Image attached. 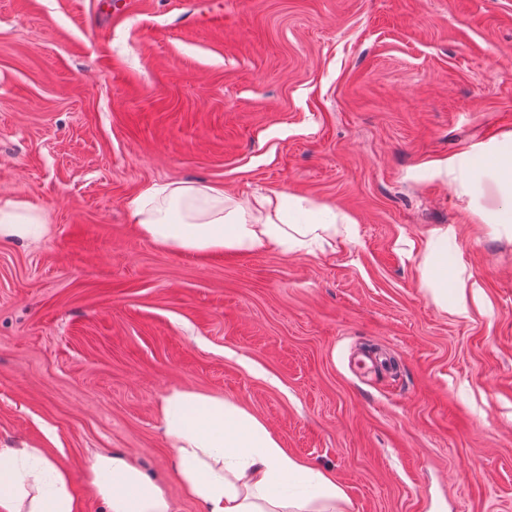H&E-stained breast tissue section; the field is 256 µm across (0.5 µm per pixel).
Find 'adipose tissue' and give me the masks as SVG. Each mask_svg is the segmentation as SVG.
Listing matches in <instances>:
<instances>
[{
	"label": "adipose tissue",
	"instance_id": "ef3b65f1",
	"mask_svg": "<svg viewBox=\"0 0 512 512\" xmlns=\"http://www.w3.org/2000/svg\"><path fill=\"white\" fill-rule=\"evenodd\" d=\"M139 234L179 253L323 249L353 232L347 214L285 192L238 200L215 183L145 184L131 203ZM49 227L37 204L0 200V241L37 245ZM435 302L468 311L465 281L448 276V235L439 233L419 263ZM163 437L176 461L183 493L201 512H343L344 490L327 472L282 448L255 415L193 389H174L158 403ZM86 481L105 512H174L166 488L126 455L94 456ZM0 512H79L68 470L40 448L0 445Z\"/></svg>",
	"mask_w": 512,
	"mask_h": 512
}]
</instances>
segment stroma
Returning <instances> with one entry per match:
<instances>
[{"instance_id": "obj_1", "label": "stroma", "mask_w": 512, "mask_h": 512, "mask_svg": "<svg viewBox=\"0 0 512 512\" xmlns=\"http://www.w3.org/2000/svg\"><path fill=\"white\" fill-rule=\"evenodd\" d=\"M223 13L224 26L206 22ZM512 0H0V442L85 480L120 452L184 495L167 391L224 396L326 470L344 512H512ZM282 191L350 214L311 255L180 254L141 238L151 182ZM481 287L443 311L433 229ZM390 364L360 369L368 350ZM479 167L492 166L499 175L500 204L492 212L496 224L512 223V149H504L495 160L479 163ZM43 211L30 201L0 200V241L38 245L48 233Z\"/></svg>"}]
</instances>
